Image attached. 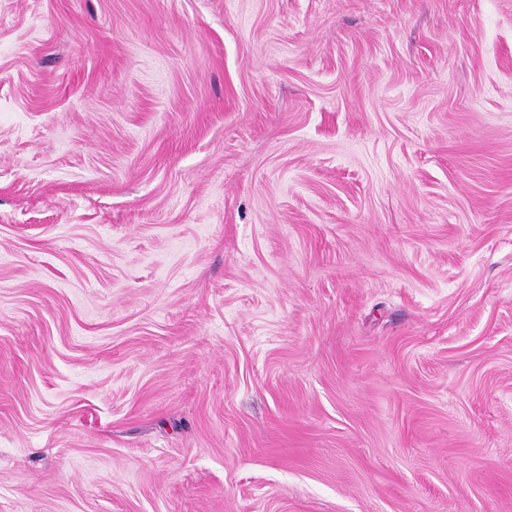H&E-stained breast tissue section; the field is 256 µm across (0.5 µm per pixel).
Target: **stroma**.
Segmentation results:
<instances>
[{"instance_id":"stroma-1","label":"stroma","mask_w":512,"mask_h":512,"mask_svg":"<svg viewBox=\"0 0 512 512\" xmlns=\"http://www.w3.org/2000/svg\"><path fill=\"white\" fill-rule=\"evenodd\" d=\"M0 512H512V0H0Z\"/></svg>"}]
</instances>
